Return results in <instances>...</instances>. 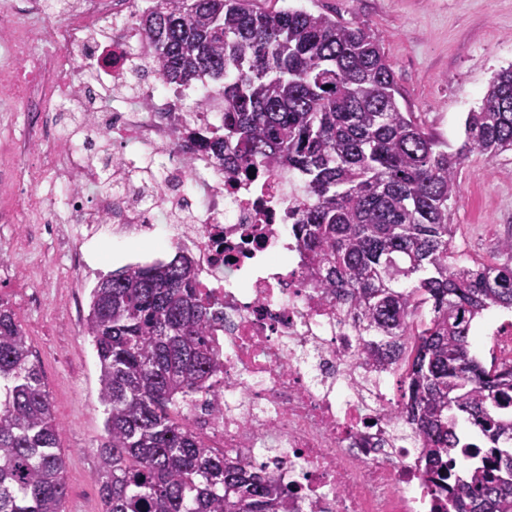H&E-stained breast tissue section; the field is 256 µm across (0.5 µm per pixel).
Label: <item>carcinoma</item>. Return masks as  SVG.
<instances>
[{"label":"carcinoma","instance_id":"cac0c4a2","mask_svg":"<svg viewBox=\"0 0 512 512\" xmlns=\"http://www.w3.org/2000/svg\"><path fill=\"white\" fill-rule=\"evenodd\" d=\"M151 55L135 62L176 90L222 86L221 125L205 145L234 167L295 174L293 233L307 279L371 340L362 352L401 371L394 419L423 444L427 482L458 512H512V362L471 353L477 318L512 310V237L467 262L450 250L448 201L467 154L512 150V65L468 114L458 152L402 110L378 40L302 8L253 0H158L138 20ZM193 257L130 265L93 288L86 319L100 364L106 441L103 512H288L272 473L207 444L185 412L215 354ZM486 464L456 479L459 415ZM66 463L40 366L0 300V512H66Z\"/></svg>","mask_w":512,"mask_h":512}]
</instances>
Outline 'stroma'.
Returning a JSON list of instances; mask_svg holds the SVG:
<instances>
[{
    "label": "stroma",
    "instance_id": "35a3bbf8",
    "mask_svg": "<svg viewBox=\"0 0 512 512\" xmlns=\"http://www.w3.org/2000/svg\"><path fill=\"white\" fill-rule=\"evenodd\" d=\"M275 12L301 7L369 29L379 40L401 93L425 131L456 152L468 112L480 105L494 74L512 64V0H254ZM62 103L44 90L0 110V300L20 321L49 391L66 461L67 512H102L98 449L105 438L99 401L100 367L85 332L91 291L104 275L129 264L171 260L172 225L113 231L109 222L69 226L82 266L42 224L39 214L13 211L15 197L60 194L46 162L62 141L37 142L32 116ZM459 196L449 201L452 248L465 259L489 256L512 236V151L490 158L468 154L458 168ZM42 304L32 307L28 295Z\"/></svg>",
    "mask_w": 512,
    "mask_h": 512
}]
</instances>
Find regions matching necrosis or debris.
<instances>
[{"label":"necrosis or debris","instance_id":"obj_1","mask_svg":"<svg viewBox=\"0 0 512 512\" xmlns=\"http://www.w3.org/2000/svg\"><path fill=\"white\" fill-rule=\"evenodd\" d=\"M155 0H74L64 25L43 28L57 55L37 71L20 72L28 56V23L42 0H15L0 24V104L28 97L32 87L95 112L123 147L125 167L149 159L195 223L173 240L191 251L197 278L213 305L210 339L217 370L193 396L195 427L225 453L267 464L288 486L291 512H446L447 494L422 475L421 450L396 440L386 388L389 370L367 365L350 317L310 287L289 231L297 206L293 181L280 174H231L202 149L182 151L181 117L198 92H176L154 75L139 80L135 99L102 102V85L130 78L148 46L140 15ZM56 172L68 187L67 213L105 218L137 232L157 223L151 200L123 202L126 190L101 188L78 145L64 151ZM94 209L84 212L86 189ZM223 413H215V405ZM277 455H268V448Z\"/></svg>","mask_w":512,"mask_h":512}]
</instances>
